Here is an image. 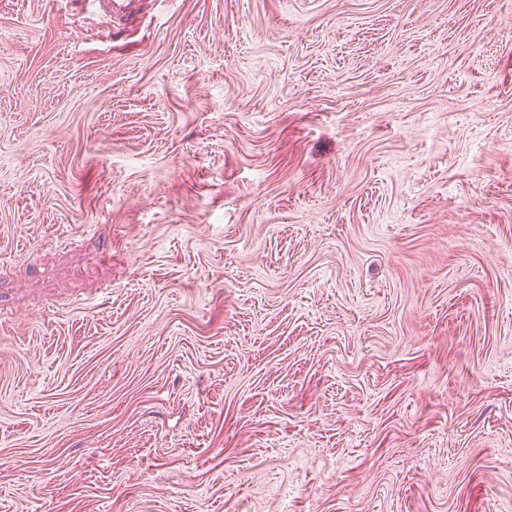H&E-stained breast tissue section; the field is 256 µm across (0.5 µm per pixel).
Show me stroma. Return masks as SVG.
I'll list each match as a JSON object with an SVG mask.
<instances>
[{"instance_id":"35a3bbf8","label":"stroma","mask_w":512,"mask_h":512,"mask_svg":"<svg viewBox=\"0 0 512 512\" xmlns=\"http://www.w3.org/2000/svg\"><path fill=\"white\" fill-rule=\"evenodd\" d=\"M0 512H512V0H0ZM141 0H86L91 7L103 12L113 23L115 19L121 20L137 10Z\"/></svg>"}]
</instances>
